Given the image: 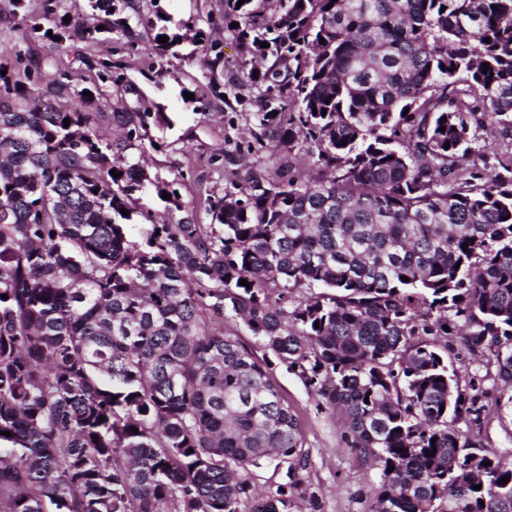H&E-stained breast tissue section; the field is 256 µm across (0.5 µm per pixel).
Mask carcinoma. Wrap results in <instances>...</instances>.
Here are the masks:
<instances>
[{"label":"carcinoma","mask_w":512,"mask_h":512,"mask_svg":"<svg viewBox=\"0 0 512 512\" xmlns=\"http://www.w3.org/2000/svg\"><path fill=\"white\" fill-rule=\"evenodd\" d=\"M226 2L262 62L242 72L263 88L256 144L317 176L232 181L208 224L146 173L131 85L105 139L76 69L44 85L50 57L0 50V512H292L307 452L273 365L345 412L379 466L374 512H512V464L460 433L483 406L436 344L462 334L512 388V154L472 148L512 129V0ZM91 8L98 25L42 37L130 29V0ZM203 53L217 70L220 45ZM164 192L156 222L139 200Z\"/></svg>","instance_id":"cac0c4a2"}]
</instances>
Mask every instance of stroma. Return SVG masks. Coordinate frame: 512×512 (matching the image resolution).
Returning <instances> with one entry per match:
<instances>
[{"mask_svg": "<svg viewBox=\"0 0 512 512\" xmlns=\"http://www.w3.org/2000/svg\"><path fill=\"white\" fill-rule=\"evenodd\" d=\"M140 5L143 13L158 15L167 43L155 42L152 33L138 26L133 36L115 32L90 48L77 38L56 49L44 38L29 46L65 61L88 49L112 65L114 80L105 83L100 107L111 103L119 79L134 85L149 111L162 113L151 133L166 151L148 153L144 165L166 177L178 176L185 208H198L208 190L223 192L226 180L245 184L253 170L272 171L290 160L297 170L309 172L307 158L289 157L281 149L267 147L244 156L236 151L237 144L253 140L258 131L253 114L260 108V93L238 83L252 57L233 37L224 0H140ZM207 41L220 42L224 51L223 68L215 75L202 62ZM448 359L461 384L475 382L483 393L485 411L475 435L485 447L512 454V408L500 400L503 383L495 366L470 358L455 338L449 341ZM273 375L300 422L308 453L293 512H373L378 470L349 447L341 411L285 368H275ZM313 495L318 498L314 508L309 505Z\"/></svg>", "mask_w": 512, "mask_h": 512, "instance_id": "35a3bbf8", "label": "stroma"}]
</instances>
